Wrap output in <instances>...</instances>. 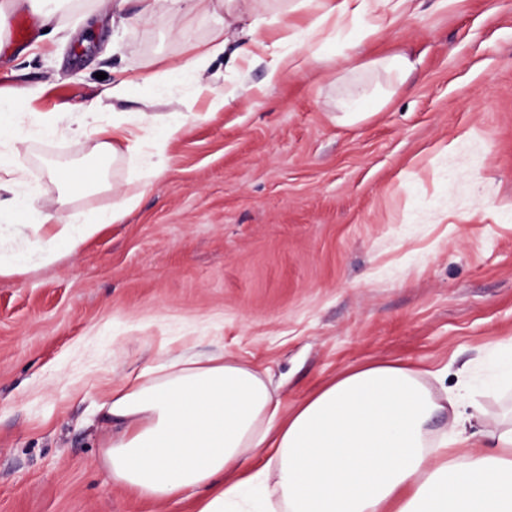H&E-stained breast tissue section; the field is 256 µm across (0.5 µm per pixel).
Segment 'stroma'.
Masks as SVG:
<instances>
[{
	"label": "stroma",
	"instance_id": "obj_1",
	"mask_svg": "<svg viewBox=\"0 0 512 512\" xmlns=\"http://www.w3.org/2000/svg\"><path fill=\"white\" fill-rule=\"evenodd\" d=\"M84 34L70 9L48 34L0 41V88L33 92L15 192L53 211L49 163L88 160L82 107L127 113L145 137L184 119L158 171L119 147L111 190L71 198L84 217L137 205L51 263L0 276V512H190L134 496L103 454V392L181 351L225 353L268 374L293 409L338 374L395 363L437 399L467 388L475 427L512 424V0H407L366 35L346 18L321 61L267 84V67L216 58L194 82L167 73L225 29L243 0L137 18L112 0ZM416 69L390 83L379 59ZM126 79V98L105 97ZM386 96L360 118L336 104ZM53 112L56 131L37 134Z\"/></svg>",
	"mask_w": 512,
	"mask_h": 512
}]
</instances>
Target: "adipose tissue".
<instances>
[{
	"label": "adipose tissue",
	"mask_w": 512,
	"mask_h": 512,
	"mask_svg": "<svg viewBox=\"0 0 512 512\" xmlns=\"http://www.w3.org/2000/svg\"><path fill=\"white\" fill-rule=\"evenodd\" d=\"M386 0H327L318 15L293 26L270 53L266 33L277 16L254 12L237 46L221 41L178 66L199 82L209 60L229 53L232 62H266L276 83L299 58L319 59L346 17L384 24ZM100 161L117 153L109 134L130 150L143 144L124 113L111 128L92 127ZM128 192L121 210L133 208ZM18 218L37 231L33 245L44 262L57 247L75 251L121 210L75 223L62 211L32 219L27 204L12 198ZM110 425L105 462L112 478L133 494L165 501L192 500L194 512H243L266 496L275 475L283 512H512V427L484 430L490 452H461L447 441L428 442V424L441 405L417 373L398 364H374L342 373L292 411H285L261 371L235 358L180 356L145 368L135 380L113 386L98 406ZM250 454L264 466L242 477Z\"/></svg>",
	"instance_id": "1"
}]
</instances>
